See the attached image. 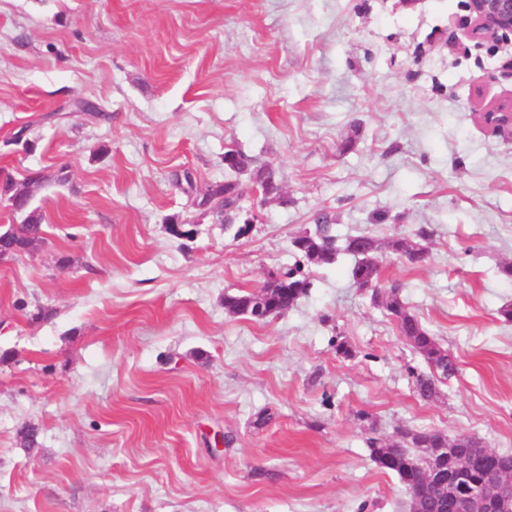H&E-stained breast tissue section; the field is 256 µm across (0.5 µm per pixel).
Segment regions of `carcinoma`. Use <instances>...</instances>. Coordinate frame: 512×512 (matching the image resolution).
<instances>
[{"label":"carcinoma","instance_id":"carcinoma-1","mask_svg":"<svg viewBox=\"0 0 512 512\" xmlns=\"http://www.w3.org/2000/svg\"><path fill=\"white\" fill-rule=\"evenodd\" d=\"M224 155L232 156V164L241 170H252L253 159L231 144ZM46 180L40 172L31 174L25 181L17 182L7 178L0 185V193L13 200V206L19 210L22 221L9 224L0 231V256L7 258L28 251L43 234V213L31 207L33 189ZM256 187L262 195H276L280 191L276 173L265 167L255 170ZM245 190L236 180H229L212 186L196 202V205L210 213L213 219L224 225L227 231H234L238 238L248 233L250 224L238 225L243 210ZM292 247L303 260L316 265H332L341 254L354 257L351 279L356 288L371 293L372 301L380 306L386 315L395 321L401 334L420 354L432 369V373H415L414 386L417 395L423 400L438 396V378H449L457 372L456 358L444 349L430 331L410 311L402 297L401 285L391 282L379 286V265L377 253L387 248L417 267L428 257L424 245L405 237H394L384 243L368 234L348 236L338 245L334 236L329 234L327 218H316V227L292 240ZM281 281L271 283L254 293L226 296L224 305L237 315L248 316L254 320H266L282 315L307 294L310 282L304 272V265L279 273ZM371 459L382 469L394 473L403 490L416 489L419 512H449L448 487L429 483L421 476L418 463L421 457L430 456L439 449L448 447V433L440 430L401 427L396 438L383 440L371 436L366 440ZM456 452L448 456L440 452L441 467L448 470L459 461L467 465V477L471 483L484 480L486 474L494 470L502 477L512 476V454L485 452L480 441L467 436L455 444Z\"/></svg>","mask_w":512,"mask_h":512}]
</instances>
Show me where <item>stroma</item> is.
<instances>
[{
	"label": "stroma",
	"instance_id": "1",
	"mask_svg": "<svg viewBox=\"0 0 512 512\" xmlns=\"http://www.w3.org/2000/svg\"><path fill=\"white\" fill-rule=\"evenodd\" d=\"M466 2L0 0V173L46 177L43 241L0 260V512H409L369 434L512 454V134L474 114L512 95V39L469 41ZM231 143L281 184L242 177L239 238L194 203ZM320 212L340 240L427 230L424 265L378 263L458 359L437 399L351 256L281 316L225 309Z\"/></svg>",
	"mask_w": 512,
	"mask_h": 512
}]
</instances>
